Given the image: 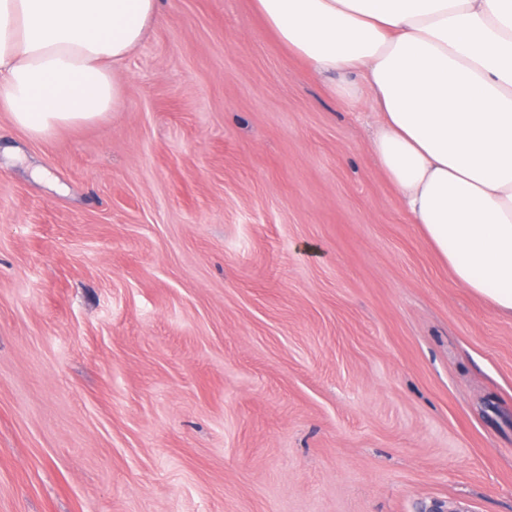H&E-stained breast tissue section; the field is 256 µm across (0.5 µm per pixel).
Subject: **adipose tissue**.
<instances>
[{
	"mask_svg": "<svg viewBox=\"0 0 512 512\" xmlns=\"http://www.w3.org/2000/svg\"><path fill=\"white\" fill-rule=\"evenodd\" d=\"M339 100L456 281L512 315V0H255ZM161 0H0V109L41 139L121 98Z\"/></svg>",
	"mask_w": 512,
	"mask_h": 512,
	"instance_id": "1",
	"label": "adipose tissue"
}]
</instances>
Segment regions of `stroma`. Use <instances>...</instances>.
I'll list each match as a JSON object with an SVG mask.
<instances>
[{
  "instance_id": "1",
  "label": "stroma",
  "mask_w": 512,
  "mask_h": 512,
  "mask_svg": "<svg viewBox=\"0 0 512 512\" xmlns=\"http://www.w3.org/2000/svg\"><path fill=\"white\" fill-rule=\"evenodd\" d=\"M117 109L0 112V512H512V316L254 0H163Z\"/></svg>"
}]
</instances>
